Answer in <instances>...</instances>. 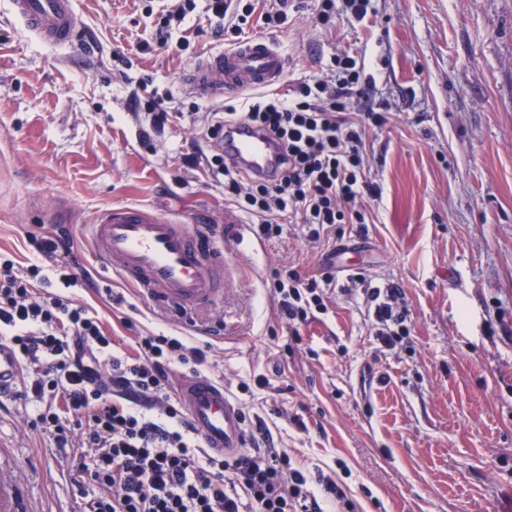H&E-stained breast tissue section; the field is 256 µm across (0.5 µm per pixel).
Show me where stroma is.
Segmentation results:
<instances>
[{
  "mask_svg": "<svg viewBox=\"0 0 512 512\" xmlns=\"http://www.w3.org/2000/svg\"><path fill=\"white\" fill-rule=\"evenodd\" d=\"M77 4L87 50L66 57L0 0V254L48 268L29 235L69 236L78 284L67 293L99 313L119 350L148 333L206 345V376L267 427L275 450L335 477L354 512H512V0H372L364 21L343 14L326 28L315 0H296L284 28L250 29L288 54L279 96L347 50L368 81L349 113L390 114L364 138L380 197L365 223L320 241L302 224L265 238L222 181L181 160L200 143L194 110L224 109L182 88L190 66L226 47L204 0L181 53L137 49L155 38L148 12L161 0ZM153 94L180 119L153 128L140 106ZM123 203L247 225L249 243H224L233 280L198 330L101 270L89 226ZM342 245L363 283L337 273L327 312L289 324L278 278L320 273ZM391 286L410 335L381 351L366 291ZM0 447L34 512H81L64 453L9 398Z\"/></svg>",
  "mask_w": 512,
  "mask_h": 512,
  "instance_id": "35a3bbf8",
  "label": "stroma"
}]
</instances>
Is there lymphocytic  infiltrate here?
<instances>
[{
  "label": "lymphocytic infiltrate",
  "mask_w": 512,
  "mask_h": 512,
  "mask_svg": "<svg viewBox=\"0 0 512 512\" xmlns=\"http://www.w3.org/2000/svg\"><path fill=\"white\" fill-rule=\"evenodd\" d=\"M289 0H209L219 36L240 38L252 23L276 29L288 22ZM196 8L179 0L160 13L154 43L186 50L180 27ZM363 69L349 54L336 56L329 72L300 83L291 98L266 95L245 100L241 109L208 112L200 132L209 152L189 156L237 207L255 217L264 237H276L287 222L306 225L318 240L340 224H361L366 199L380 189L364 175L366 126L387 124L385 113L368 111L362 120L346 114L347 102L363 95ZM244 122L267 133L281 152V172L272 181L237 170L220 148L225 126ZM44 255H57L53 275L39 265L17 268L0 261V344L20 363L14 400L30 406L32 423L57 448L81 436L72 454L74 480L83 488L82 512H325V504L353 512L335 479L309 476L287 453L266 448L263 429L247 432L249 448L224 459L200 456L202 446L177 397L174 376L202 374L206 354L174 336H142L136 356L115 352L112 335L98 314L56 292H35V284L59 280L74 286L65 255L69 240L30 237ZM331 272L318 278L294 275L281 289L280 307L291 323H305L312 312H326L324 288ZM399 292L371 289L375 336L386 348L409 331L397 309Z\"/></svg>",
  "instance_id": "1"
}]
</instances>
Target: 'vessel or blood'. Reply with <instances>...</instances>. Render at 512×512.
<instances>
[{
	"instance_id": "b4317fda",
	"label": "vessel or blood",
	"mask_w": 512,
	"mask_h": 512,
	"mask_svg": "<svg viewBox=\"0 0 512 512\" xmlns=\"http://www.w3.org/2000/svg\"><path fill=\"white\" fill-rule=\"evenodd\" d=\"M13 15L43 43L69 54L78 47L84 22L76 0H10ZM288 57L270 40L254 37L234 47L205 55L188 70L186 86L205 100L280 83ZM224 155L255 174L274 178L277 148L254 128L236 125L224 131ZM97 255L104 265L131 283L143 298L180 319L222 303L227 264L224 239L244 241L247 227L225 229L205 223L202 214L171 217L142 205H116L102 210L90 226ZM18 362L0 345V394L13 388ZM196 434L209 453L228 458L244 448V421L222 386L206 378L181 385ZM0 512H31L23 488L13 474L0 469Z\"/></svg>"
}]
</instances>
